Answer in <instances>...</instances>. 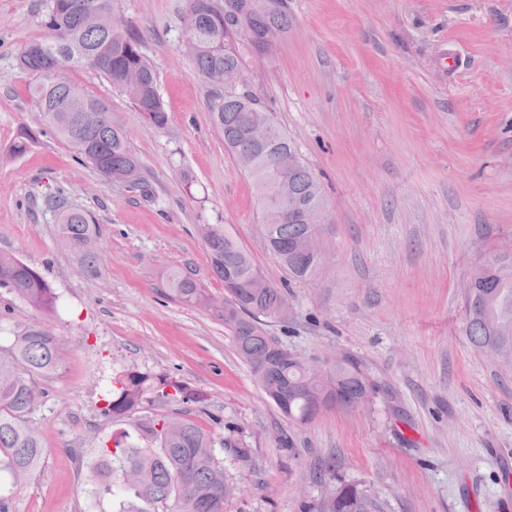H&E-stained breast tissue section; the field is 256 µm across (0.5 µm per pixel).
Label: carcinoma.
<instances>
[{
    "mask_svg": "<svg viewBox=\"0 0 512 512\" xmlns=\"http://www.w3.org/2000/svg\"><path fill=\"white\" fill-rule=\"evenodd\" d=\"M91 0H49L43 25L48 36L27 44L20 52L21 67L42 75L48 66L55 72L84 68L106 80L124 95L137 112L145 113L151 126L162 129L168 116L157 89L155 73L132 33L116 35L103 16L90 24L85 6ZM253 41L263 43L288 25L278 14L251 11L246 17ZM185 26L189 36L206 49L191 54L195 68L209 85L224 90L212 105V120L235 160L247 156L245 169L252 179L259 203L260 230L269 251L298 282H310L320 267L300 252L301 245L317 241L318 225L305 224L288 210L291 201L323 204L321 183L305 161L274 178V153L294 149L287 133L250 94L224 87L226 78L243 67L236 43L239 17L225 12L216 0H186ZM37 110L42 112L55 137L70 146L77 160L89 164L105 180L148 195L139 159L129 146L123 126L102 112L89 118L86 110L105 101L85 88L58 78L34 89ZM272 122L270 139L258 143L252 127ZM56 211L58 243L88 273L97 274L100 226L95 214L68 204L58 194L51 198ZM198 232L219 280L235 277L247 281L257 272L250 253L222 224H200ZM474 288L465 297L463 335L480 352L489 351L501 364H512V256L492 269L475 266ZM168 287L179 301L206 307L234 329L239 357L269 400L288 421L303 425L326 402L324 392L308 365L294 356L276 337L267 334L262 319H281L288 306V292L266 284L264 288H238L223 297L206 293L195 279L177 272ZM26 303L44 316L57 309V296L34 267L15 255L0 252V291ZM61 341L46 326H29L0 344V512H14L15 494L41 465L43 447L30 415L41 403L40 380L50 376L60 360ZM342 398L349 402L374 390L362 364L350 355L338 356L330 367ZM205 407L206 395L178 381L138 371L112 378L105 413L114 418L133 416L145 395ZM140 441L127 435L112 436L113 447L103 446L90 470L91 479L118 499V512H224V466L215 456V440L193 421L164 416L135 423ZM232 458L250 459L244 436L228 430L220 442ZM304 512H380L377 501L356 483H342Z\"/></svg>",
    "mask_w": 512,
    "mask_h": 512,
    "instance_id": "1",
    "label": "carcinoma"
}]
</instances>
